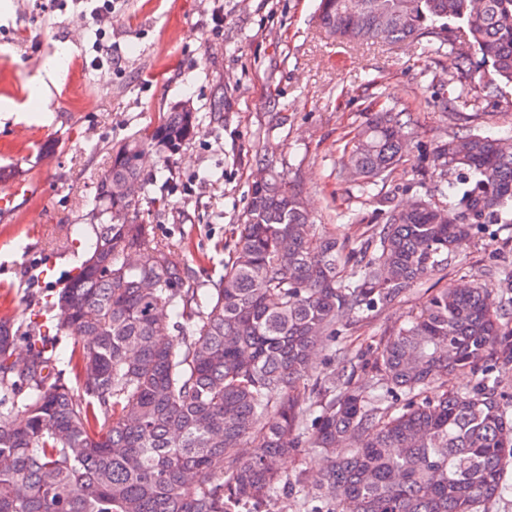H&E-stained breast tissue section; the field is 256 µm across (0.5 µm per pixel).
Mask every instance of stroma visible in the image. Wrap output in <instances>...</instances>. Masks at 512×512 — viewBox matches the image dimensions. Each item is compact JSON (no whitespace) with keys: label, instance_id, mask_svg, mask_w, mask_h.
Returning a JSON list of instances; mask_svg holds the SVG:
<instances>
[{"label":"stroma","instance_id":"1","mask_svg":"<svg viewBox=\"0 0 512 512\" xmlns=\"http://www.w3.org/2000/svg\"><path fill=\"white\" fill-rule=\"evenodd\" d=\"M9 3L0 13V191L23 179L33 194L0 215V317L22 329L82 260V249L55 251L48 242L83 241L87 202L112 146L148 132L177 102L194 106L199 132L170 158L148 153V195L134 218L177 240L171 262L200 280L223 272L256 156L287 170L316 223L355 237L371 224L373 199L402 204L433 188L430 153L444 133L466 125L512 136V84L488 97L490 65L464 75L450 68L463 41L455 22L449 45L358 44L320 29L319 0H114L111 17L98 20L91 0H53L45 11L34 0ZM100 36L112 47L106 62L94 49ZM64 43L71 54L61 82L33 111L29 88ZM219 92L224 110L210 112ZM461 93L473 105L458 114L448 104ZM379 104L409 112L408 156L360 188L340 176L341 157ZM511 262L512 224L487 225L445 270L349 326L343 342L357 361L372 360L432 294Z\"/></svg>","mask_w":512,"mask_h":512}]
</instances>
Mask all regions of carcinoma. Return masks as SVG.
Segmentation results:
<instances>
[{
    "instance_id": "1",
    "label": "carcinoma",
    "mask_w": 512,
    "mask_h": 512,
    "mask_svg": "<svg viewBox=\"0 0 512 512\" xmlns=\"http://www.w3.org/2000/svg\"><path fill=\"white\" fill-rule=\"evenodd\" d=\"M448 18L512 82V0H320L318 13L349 42H447ZM410 127L403 110L372 113L342 171L387 177ZM198 129L197 113L174 106L112 147L87 251L51 304L74 379L45 338L0 319V512H269L281 495H309L279 467L303 448L329 458L320 495L345 512H484L512 459V402L494 376L512 364V307L490 308L478 281L443 288L370 365L338 337L445 269L485 225L512 224V144L471 127L446 134L431 152L434 190L410 209L379 199L352 242L318 228L288 173L258 159L269 174L250 186L223 274L204 283L168 262L177 243L152 225L105 214L118 183L143 182L144 152L171 156ZM320 345L339 370L314 379ZM478 369L473 386L448 390V375Z\"/></svg>"
}]
</instances>
